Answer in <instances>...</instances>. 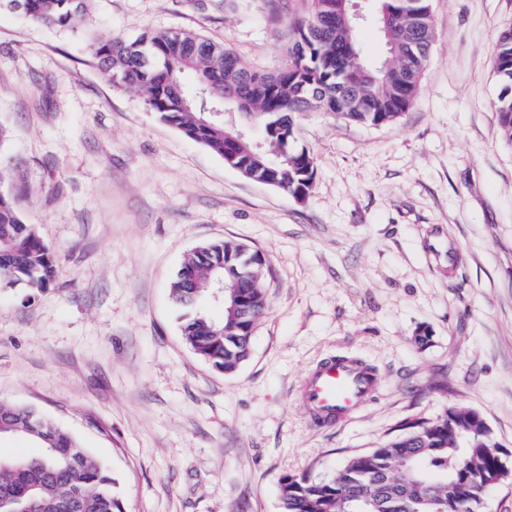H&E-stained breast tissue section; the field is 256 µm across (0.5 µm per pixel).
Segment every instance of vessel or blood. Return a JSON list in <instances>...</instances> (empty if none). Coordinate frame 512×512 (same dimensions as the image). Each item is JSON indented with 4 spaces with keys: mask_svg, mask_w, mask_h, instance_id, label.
Wrapping results in <instances>:
<instances>
[{
    "mask_svg": "<svg viewBox=\"0 0 512 512\" xmlns=\"http://www.w3.org/2000/svg\"><path fill=\"white\" fill-rule=\"evenodd\" d=\"M376 387V378L366 363L338 355L309 370L298 398L315 424L335 426L352 419L373 398Z\"/></svg>",
    "mask_w": 512,
    "mask_h": 512,
    "instance_id": "vessel-or-blood-1",
    "label": "vessel or blood"
}]
</instances>
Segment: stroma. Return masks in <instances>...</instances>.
<instances>
[{
  "mask_svg": "<svg viewBox=\"0 0 512 512\" xmlns=\"http://www.w3.org/2000/svg\"><path fill=\"white\" fill-rule=\"evenodd\" d=\"M430 5L435 38L396 122L297 119L293 143L315 160L301 201L114 89L87 45L188 28L277 70L308 0H88L73 31L0 9V173L55 263L32 300L0 289V402L75 435L123 512H280L283 477L328 475L452 406L483 417L512 468V145L493 71L512 0ZM212 239L270 268L232 374L186 345L170 297L186 252ZM331 354L371 364L379 388L352 421L318 428L297 388Z\"/></svg>",
  "mask_w": 512,
  "mask_h": 512,
  "instance_id": "1",
  "label": "stroma"
}]
</instances>
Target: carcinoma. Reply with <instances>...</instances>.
Returning a JSON list of instances; mask_svg holds the SVG:
<instances>
[{
    "label": "carcinoma",
    "mask_w": 512,
    "mask_h": 512,
    "mask_svg": "<svg viewBox=\"0 0 512 512\" xmlns=\"http://www.w3.org/2000/svg\"><path fill=\"white\" fill-rule=\"evenodd\" d=\"M32 22L61 30L82 19L84 0H16ZM351 0H310L309 15L294 28L287 65L246 69L224 46L191 30L144 32L134 39L98 37L91 55L117 89L137 92L145 108L195 143L238 167L246 178H268L288 194L308 195L314 159L290 144L294 118L323 110L347 122L380 126L412 105L434 40L429 0H378L377 24L392 62L364 63L351 20ZM494 73L503 89L494 103L504 141L512 144V27L501 31ZM250 101L243 123L258 125L264 143L240 137L204 107L224 94ZM267 260L246 244L202 243L188 252L171 285L181 309L180 329L202 359L229 373L250 355L257 321L267 307ZM54 263L36 228L22 221L0 190V288H22L33 298L50 287ZM225 287L244 311L224 310L215 322L198 301ZM464 408L430 421L408 423L403 433L350 458L331 476H286L281 512H478L483 484L495 468L483 454L489 431L462 429ZM26 437L42 454L0 461V512H122L109 470L75 436L33 407L0 402V436Z\"/></svg>",
    "instance_id": "1"
}]
</instances>
